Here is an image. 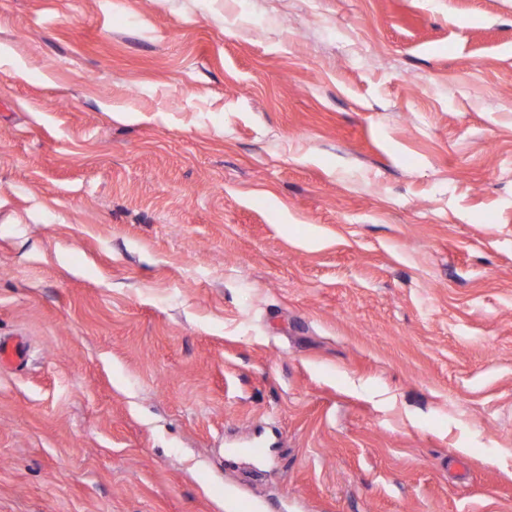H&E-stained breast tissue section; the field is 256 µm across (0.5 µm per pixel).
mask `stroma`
<instances>
[{"label":"stroma","instance_id":"1","mask_svg":"<svg viewBox=\"0 0 512 512\" xmlns=\"http://www.w3.org/2000/svg\"><path fill=\"white\" fill-rule=\"evenodd\" d=\"M0 336V512H512V0H0ZM27 354L25 342L20 338L0 340V366L6 367L23 362Z\"/></svg>","mask_w":512,"mask_h":512}]
</instances>
